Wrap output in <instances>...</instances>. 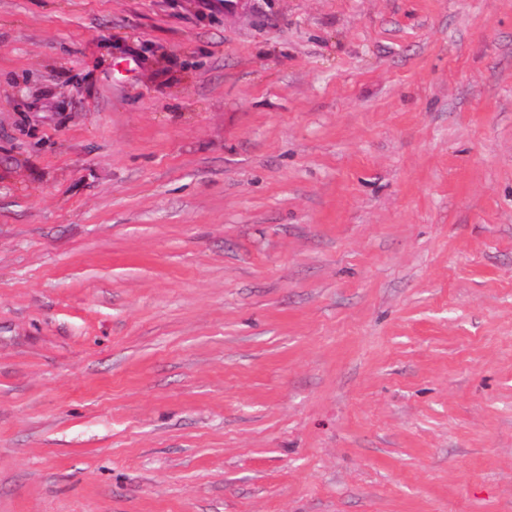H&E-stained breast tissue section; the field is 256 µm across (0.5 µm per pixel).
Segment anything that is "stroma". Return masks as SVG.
Wrapping results in <instances>:
<instances>
[{
    "label": "stroma",
    "instance_id": "stroma-1",
    "mask_svg": "<svg viewBox=\"0 0 512 512\" xmlns=\"http://www.w3.org/2000/svg\"><path fill=\"white\" fill-rule=\"evenodd\" d=\"M0 512H512V0H0Z\"/></svg>",
    "mask_w": 512,
    "mask_h": 512
}]
</instances>
